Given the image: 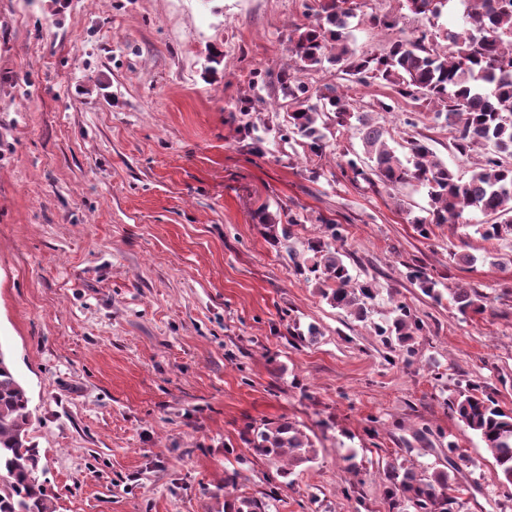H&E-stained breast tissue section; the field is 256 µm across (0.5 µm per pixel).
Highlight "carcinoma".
I'll return each mask as SVG.
<instances>
[{
    "label": "carcinoma",
    "mask_w": 512,
    "mask_h": 512,
    "mask_svg": "<svg viewBox=\"0 0 512 512\" xmlns=\"http://www.w3.org/2000/svg\"><path fill=\"white\" fill-rule=\"evenodd\" d=\"M404 2L411 13L429 21L439 18L447 5V0ZM305 16L310 22L295 28L290 39L295 73L285 72L279 80L293 101L288 124L279 129L281 137L306 139L309 151L320 157L327 147L326 131L346 128L354 118L365 160L339 165L342 177L356 184L363 181L375 192L406 183L427 189L430 217L415 220L424 237L429 225L457 224L468 210L485 217L475 228L483 240L512 236V0H467L464 31H424L415 39L398 36L374 55H359L348 42L353 0H309ZM326 62L339 66L351 82L377 80L396 97L434 112V119L448 128L454 153L467 158L479 148L482 160L467 178L460 177L437 158L418 131L422 113L411 111L404 119L410 158L402 162L370 113L353 111L342 90L313 87L297 76ZM346 238L344 225L325 223L323 238L309 244L313 256L295 264V270L326 283L322 294L330 304L362 321L375 288L354 281L339 250ZM449 300L463 314L483 310L482 295L471 288L450 290ZM393 313L392 323L376 327L378 335H394L405 343L425 330L408 304L397 303ZM451 411L489 449L499 480L512 485V412L475 389L461 394ZM32 416L28 393L0 345V512H51L40 450L28 438ZM247 430V442L256 453L274 465L285 463L280 469L284 475L316 456L311 438L289 421L249 425ZM383 475L395 504L404 503L412 512H457L458 497L450 494L454 478L447 470H419L393 461ZM266 510L268 504L246 496L224 501V512Z\"/></svg>",
    "instance_id": "cac0c4a2"
}]
</instances>
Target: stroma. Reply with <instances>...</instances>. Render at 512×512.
Here are the masks:
<instances>
[{
    "mask_svg": "<svg viewBox=\"0 0 512 512\" xmlns=\"http://www.w3.org/2000/svg\"><path fill=\"white\" fill-rule=\"evenodd\" d=\"M303 3L0 0V343L54 512H224L232 474L234 494L271 512H390L386 462L444 468L452 442L461 512H512V487L449 408L475 385L512 410V238L482 241L473 212L422 237L425 188L341 177L363 156L357 129L319 157L280 138L276 76ZM356 3L361 53L393 36L372 12L408 38L429 27L402 0ZM302 78L343 86L403 154L409 106L389 89L332 65ZM329 220L349 231L353 278L377 289L366 320L288 256L307 257ZM413 265L439 299L408 280ZM457 287L483 312L460 313ZM398 301L426 324L407 348L376 333ZM283 418L316 448L285 477L246 441L247 424ZM483 296L471 288L451 289L449 300L457 306L458 311L466 314L469 310L481 312L484 308L482 303Z\"/></svg>",
    "mask_w": 512,
    "mask_h": 512,
    "instance_id": "obj_1",
    "label": "stroma"
}]
</instances>
